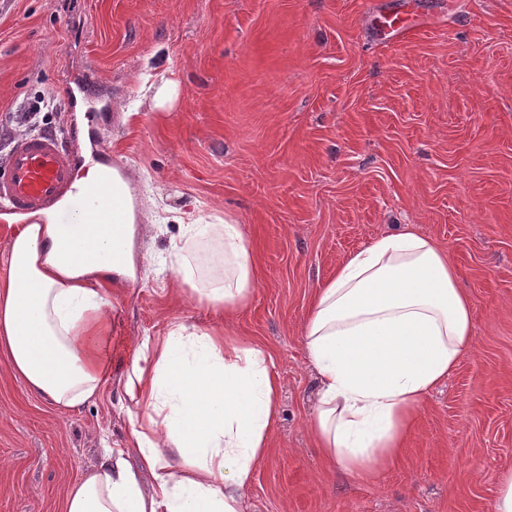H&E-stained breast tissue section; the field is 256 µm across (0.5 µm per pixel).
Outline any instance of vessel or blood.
<instances>
[{
  "label": "vessel or blood",
  "mask_w": 512,
  "mask_h": 512,
  "mask_svg": "<svg viewBox=\"0 0 512 512\" xmlns=\"http://www.w3.org/2000/svg\"><path fill=\"white\" fill-rule=\"evenodd\" d=\"M79 157L51 133L16 137L0 161V210L31 221L54 215L57 223L80 216L86 224H116L120 203L98 186H75Z\"/></svg>",
  "instance_id": "1"
}]
</instances>
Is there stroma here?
Segmentation results:
<instances>
[{"mask_svg":"<svg viewBox=\"0 0 512 512\" xmlns=\"http://www.w3.org/2000/svg\"><path fill=\"white\" fill-rule=\"evenodd\" d=\"M409 12L386 38L381 16ZM91 73L92 107L63 92ZM178 86L161 111L153 89ZM52 95L51 132L120 168L162 252L178 220L229 216L260 279L236 330L282 384L251 512H491L512 467V0H0V156L12 117ZM447 248L475 343L428 394L401 458L371 480L324 458L303 326L340 262L396 225ZM148 270L113 303L101 397L64 410L0 354V512H65L70 485L123 447L119 381L142 336L219 312Z\"/></svg>","mask_w":512,"mask_h":512,"instance_id":"1","label":"stroma"}]
</instances>
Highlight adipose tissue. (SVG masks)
<instances>
[{
    "mask_svg": "<svg viewBox=\"0 0 512 512\" xmlns=\"http://www.w3.org/2000/svg\"><path fill=\"white\" fill-rule=\"evenodd\" d=\"M125 201L123 233L111 225H19L0 276V352L33 394L72 409L97 399L110 376L112 300L156 258L138 244L139 215L121 173L91 167ZM217 240L201 284L192 243ZM165 265L178 297L232 320L258 284L253 248L232 219L183 224ZM304 341L319 380L309 428L320 453L369 480L402 453L423 398L472 348V306L448 251L404 224L351 253L318 288ZM125 447L103 450L74 483L66 512H249L246 490L279 415L272 354L230 329L174 321L144 337L120 380ZM137 449L139 467L127 459Z\"/></svg>",
    "mask_w": 512,
    "mask_h": 512,
    "instance_id": "adipose-tissue-1",
    "label": "adipose tissue"
}]
</instances>
